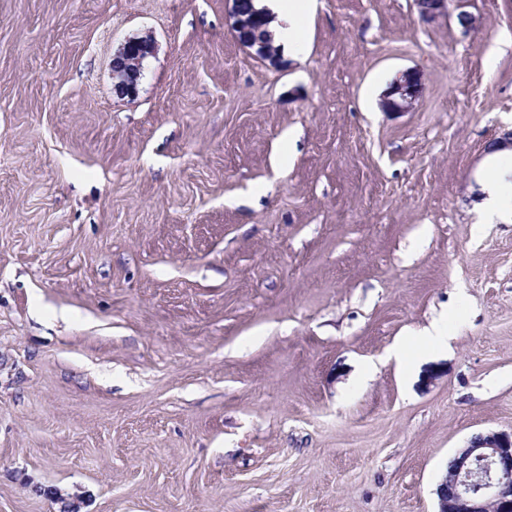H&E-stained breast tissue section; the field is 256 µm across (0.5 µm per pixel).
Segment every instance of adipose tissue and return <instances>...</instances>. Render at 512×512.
Listing matches in <instances>:
<instances>
[{
	"mask_svg": "<svg viewBox=\"0 0 512 512\" xmlns=\"http://www.w3.org/2000/svg\"><path fill=\"white\" fill-rule=\"evenodd\" d=\"M252 6L267 16V30L280 56L300 60L306 52V34L318 0H252ZM490 154L500 164L491 174V185L480 208L487 221L512 220V167L507 164L512 148L499 143Z\"/></svg>",
	"mask_w": 512,
	"mask_h": 512,
	"instance_id": "adipose-tissue-1",
	"label": "adipose tissue"
}]
</instances>
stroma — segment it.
Here are the masks:
<instances>
[{
    "mask_svg": "<svg viewBox=\"0 0 512 512\" xmlns=\"http://www.w3.org/2000/svg\"><path fill=\"white\" fill-rule=\"evenodd\" d=\"M232 5L0 0V512H437L512 432V223L477 208L512 0H319L274 62ZM153 51V41L138 39L128 40L118 49L113 55V63H111L112 75L116 80L114 84L116 92L129 95L137 91L141 69L145 61L143 55H151ZM411 74H404L394 82V91L399 94V99L391 102L387 97L383 107L389 112H405L409 110L417 96L415 85L410 82ZM415 341L420 345L433 348L448 344V319L441 317L435 320L430 327L416 336Z\"/></svg>",
    "mask_w": 512,
    "mask_h": 512,
    "instance_id": "obj_1",
    "label": "stroma"
}]
</instances>
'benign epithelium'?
I'll return each instance as SVG.
<instances>
[{
  "mask_svg": "<svg viewBox=\"0 0 512 512\" xmlns=\"http://www.w3.org/2000/svg\"><path fill=\"white\" fill-rule=\"evenodd\" d=\"M154 42L126 41L113 55L114 89L129 95L137 91L144 57ZM399 99H385L389 112L409 110L417 96L410 75L394 82ZM437 512H512V432H488L473 437L454 455L453 476L443 478L437 490Z\"/></svg>",
  "mask_w": 512,
  "mask_h": 512,
  "instance_id": "7a95c632",
  "label": "benign epithelium"
}]
</instances>
